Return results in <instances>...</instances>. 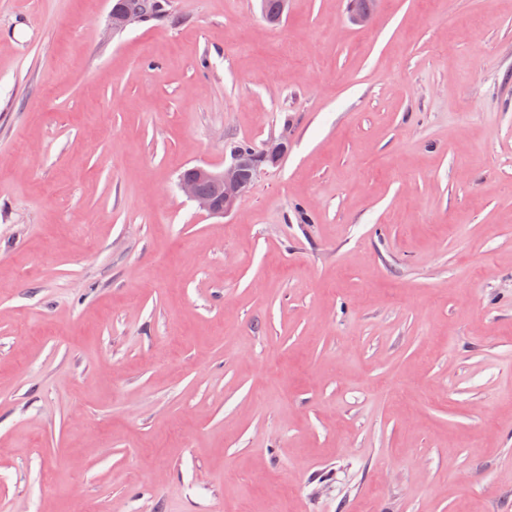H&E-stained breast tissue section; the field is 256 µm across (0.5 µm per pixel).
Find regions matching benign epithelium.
Instances as JSON below:
<instances>
[{"label": "benign epithelium", "mask_w": 512, "mask_h": 512, "mask_svg": "<svg viewBox=\"0 0 512 512\" xmlns=\"http://www.w3.org/2000/svg\"><path fill=\"white\" fill-rule=\"evenodd\" d=\"M139 11L112 6L108 25L120 31L142 21ZM288 152V141L280 139L248 152L234 150L230 163L221 170L207 165H195L180 179V189L197 208L212 216L230 213L252 186L257 175L266 167L280 163Z\"/></svg>", "instance_id": "benign-epithelium-1"}]
</instances>
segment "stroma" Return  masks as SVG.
Segmentation results:
<instances>
[{
	"mask_svg": "<svg viewBox=\"0 0 512 512\" xmlns=\"http://www.w3.org/2000/svg\"><path fill=\"white\" fill-rule=\"evenodd\" d=\"M165 2L0 0V512H512V0ZM145 1H148V4H145ZM118 2H122L128 6L143 5L144 20L155 17L161 11L160 0H115L114 4ZM114 4L109 13L108 21L109 28L112 29L113 32L124 30L129 25L142 21L143 15L140 11L126 10ZM235 148L241 151L233 150L230 163L225 164L222 170L195 165L180 179L182 192L199 210L209 215L223 217L230 213L248 192L261 170L280 163L288 152V141H270L261 149H254L250 144L242 142ZM204 186L218 189L221 193H208L203 189Z\"/></svg>",
	"mask_w": 512,
	"mask_h": 512,
	"instance_id": "35a3bbf8",
	"label": "stroma"
}]
</instances>
